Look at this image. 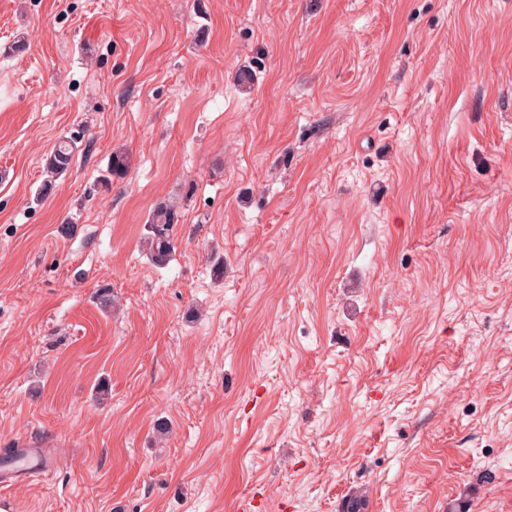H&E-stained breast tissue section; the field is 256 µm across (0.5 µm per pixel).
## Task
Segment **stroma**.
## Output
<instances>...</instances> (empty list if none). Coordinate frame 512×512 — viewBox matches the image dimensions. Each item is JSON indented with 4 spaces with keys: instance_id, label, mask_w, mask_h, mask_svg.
Masks as SVG:
<instances>
[{
    "instance_id": "obj_1",
    "label": "stroma",
    "mask_w": 512,
    "mask_h": 512,
    "mask_svg": "<svg viewBox=\"0 0 512 512\" xmlns=\"http://www.w3.org/2000/svg\"><path fill=\"white\" fill-rule=\"evenodd\" d=\"M11 448L15 512H512V0H0ZM76 141L64 138L54 146L46 159V170L50 178L56 177L69 168L71 160L78 150ZM176 213L171 207L159 206L153 212L149 227L148 240L151 245V257L157 265H164L173 248L172 230L176 223ZM24 461L13 467L0 468V486H8L24 481L35 472L47 475L54 467V460L49 458L41 448H23Z\"/></svg>"
}]
</instances>
